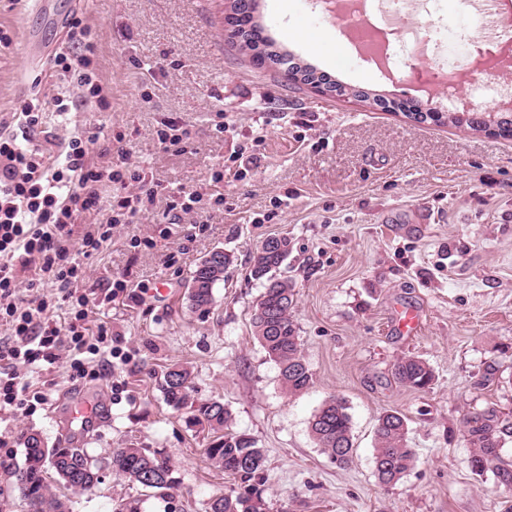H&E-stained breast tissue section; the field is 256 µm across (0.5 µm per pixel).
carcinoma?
Returning a JSON list of instances; mask_svg holds the SVG:
<instances>
[{
    "mask_svg": "<svg viewBox=\"0 0 512 512\" xmlns=\"http://www.w3.org/2000/svg\"><path fill=\"white\" fill-rule=\"evenodd\" d=\"M246 29L238 47L268 59L279 60L276 43L263 35L261 24L250 19L242 21ZM276 245L260 246L251 259V275L263 286L252 316L254 336L274 362L282 387L290 394L307 390L313 383L302 352L299 330L291 310L295 301L292 283L277 275L288 259L289 242L275 237ZM231 262L227 253L220 255V270L215 272L197 264L189 280V302L194 311L204 312L212 304L214 286L224 280V269ZM395 377L402 385L422 390L434 381L429 364L417 356H405L395 364ZM192 372L181 366L169 367L161 381V390L168 406L176 411L189 410V421L211 432L205 444L206 458L217 468L233 476L236 487L230 493L217 496L207 503L206 512H267L265 499V449L249 434L233 429L231 411L218 400L193 399ZM465 437L469 444V464L472 472L482 475L493 472L497 485L512 493V463L502 456V441L512 435V421L503 418L495 408L474 413L465 419ZM312 437L320 449L339 468L349 465L353 456L351 416L344 401L332 397L314 414L310 423ZM408 426L403 415L387 411L380 416L375 431L374 468L378 482L395 485L415 466L416 452L407 444ZM25 448L22 467L27 469V491L22 493L28 512H70L69 499L50 491L48 478L39 462L46 456L55 457V465L71 472L63 487L73 492L90 491L100 483L97 460L81 467V460L90 457L87 449L59 443L50 448L38 432H28L23 438ZM112 471L129 483L144 489L164 492L178 483L170 458L148 448H114L109 456ZM145 473L152 481L144 482Z\"/></svg>",
    "mask_w": 512,
    "mask_h": 512,
    "instance_id": "cac0c4a2",
    "label": "carcinoma"
}]
</instances>
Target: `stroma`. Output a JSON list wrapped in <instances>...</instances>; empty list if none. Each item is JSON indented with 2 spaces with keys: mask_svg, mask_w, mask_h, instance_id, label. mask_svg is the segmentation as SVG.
<instances>
[{
  "mask_svg": "<svg viewBox=\"0 0 512 512\" xmlns=\"http://www.w3.org/2000/svg\"><path fill=\"white\" fill-rule=\"evenodd\" d=\"M37 13L0 0V23L16 40L0 59V114L46 70L27 41L55 40L52 15L84 17L96 30L112 109L80 106L46 112L44 143L72 132L122 137L131 162L152 170L169 193L205 195V230L169 226L165 203L120 226L87 262L86 285L113 279L128 288L87 309L90 330L105 329L112 365L93 379H71L68 364L24 370L50 400L28 417L0 412V512H26L13 476L23 436L48 446L75 439L96 457L115 448L168 455L181 483L167 495L132 487L112 470L92 491L73 495V512H112L138 500L139 512H205L230 492L232 477L205 458L203 433L187 411L169 407L159 380L189 366L194 396L224 402L236 430L267 453L269 512H503L492 472L475 475L463 437L464 416L495 407L512 417V139L372 109L289 85L273 66H257L224 37L229 0H50ZM398 30L435 32L437 46H407L389 71L364 61L337 20L313 0H261L260 20L284 49L355 89L446 110L441 62L482 38L464 0H438L416 13L401 0ZM155 65L145 79V65ZM176 119L189 132L183 151L157 149L156 132ZM226 131H219V124ZM244 149L250 168L235 161ZM224 179L213 183L214 172ZM287 237L286 274L296 290L293 316L313 374L296 396L282 389L275 364L253 335L263 290L250 259L269 236ZM232 261L208 311H191L188 280L210 251ZM413 312L416 330L399 324ZM414 355L435 379L429 389L402 386L394 365ZM498 372L482 386L485 367ZM352 419L354 454L338 468L316 447L309 423L330 397ZM94 399L101 421L70 420L71 406ZM401 413L414 470L393 486L375 477L374 429Z\"/></svg>",
  "mask_w": 512,
  "mask_h": 512,
  "instance_id": "35a3bbf8",
  "label": "stroma"
}]
</instances>
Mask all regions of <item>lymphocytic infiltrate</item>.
Instances as JSON below:
<instances>
[{"label": "lymphocytic infiltrate", "mask_w": 512, "mask_h": 512, "mask_svg": "<svg viewBox=\"0 0 512 512\" xmlns=\"http://www.w3.org/2000/svg\"><path fill=\"white\" fill-rule=\"evenodd\" d=\"M45 76L53 84L69 83L73 95L48 102L28 93L14 111L26 140L0 135V323L10 330L0 338V408L25 417L46 405L49 395L23 380L20 368L52 365L64 356L72 377L84 379L98 376L109 363L103 352L107 333L91 331L83 309L112 301L126 284L117 280L100 290L84 287L87 260L118 226L137 223L159 198H166V209L177 221L197 218L202 200L193 188L166 196L161 183L131 166L124 146L104 148V160H94L97 136L76 132L57 149L30 140L42 125L46 104L62 116L77 101L101 111L112 107L95 31L82 17L71 20ZM107 187L115 195L106 207L102 191ZM49 282L59 286L60 297L43 293ZM72 301L81 307L73 318L57 322L47 317L50 307Z\"/></svg>", "instance_id": "f902f5d3"}]
</instances>
